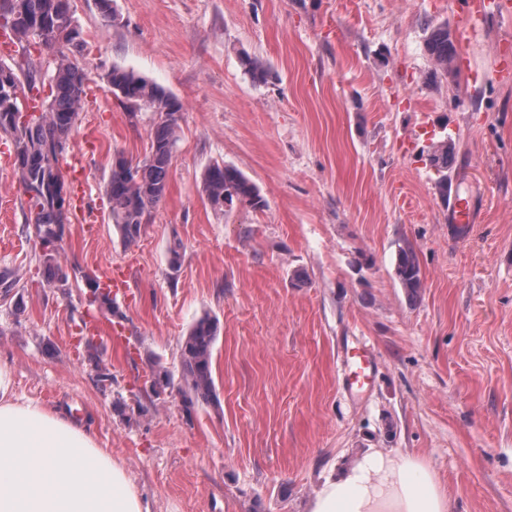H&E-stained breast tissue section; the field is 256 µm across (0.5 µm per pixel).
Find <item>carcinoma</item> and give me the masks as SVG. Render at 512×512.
Wrapping results in <instances>:
<instances>
[{"label": "carcinoma", "instance_id": "cac0c4a2", "mask_svg": "<svg viewBox=\"0 0 512 512\" xmlns=\"http://www.w3.org/2000/svg\"><path fill=\"white\" fill-rule=\"evenodd\" d=\"M0 21L12 26V42L38 44L55 51L53 69L48 72L50 86L38 100L27 93L40 69L31 56L10 67L0 63V133L7 134L16 150L15 166L23 189L39 183L43 190L35 200L26 199L28 210L38 231L55 241V250L42 255L50 271L59 269L63 252L65 225L70 222V208L63 205L61 191L65 180L61 162L69 146L88 88V73L79 65L76 54L84 47V39L69 10L68 0H19V8H7L0 0ZM452 40L448 25L433 27L427 49L436 62L448 69ZM109 82L117 89L115 96L123 108L136 105L141 112L152 113L149 157L124 172L126 158L112 167L107 187L111 203L112 223L123 241L134 243L140 237L145 218L165 196L169 169L176 146L182 103L163 87L145 77L114 67ZM29 107L39 115L26 125L19 123L17 113ZM451 147L443 143L430 154V165L439 174L438 185L448 195V166ZM202 193L217 212L238 202L261 209L265 201L256 185L233 166L214 164L202 176ZM396 276L408 295H418L422 285L418 257L412 247L399 249ZM217 336V322L208 315L199 318L181 343L180 384L186 408L210 403L215 399L212 360Z\"/></svg>", "mask_w": 512, "mask_h": 512}]
</instances>
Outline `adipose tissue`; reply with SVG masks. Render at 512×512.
I'll list each match as a JSON object with an SVG mask.
<instances>
[{
  "instance_id": "obj_1",
  "label": "adipose tissue",
  "mask_w": 512,
  "mask_h": 512,
  "mask_svg": "<svg viewBox=\"0 0 512 512\" xmlns=\"http://www.w3.org/2000/svg\"><path fill=\"white\" fill-rule=\"evenodd\" d=\"M0 512H150L124 468L59 411L14 394L0 364ZM308 512H453L419 458L365 449L324 477Z\"/></svg>"
}]
</instances>
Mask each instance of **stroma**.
<instances>
[{
    "label": "stroma",
    "mask_w": 512,
    "mask_h": 512,
    "mask_svg": "<svg viewBox=\"0 0 512 512\" xmlns=\"http://www.w3.org/2000/svg\"><path fill=\"white\" fill-rule=\"evenodd\" d=\"M463 0H69L91 81L62 173L76 197L55 286L8 138L0 134V364L14 393L85 426L152 512H306L323 477L366 448L423 457L456 512H512V10L467 37ZM447 24L453 60L426 40ZM263 62L257 79L246 58ZM119 66L183 104L166 195L135 244L112 222L115 155L150 153L151 115H130ZM448 141L453 224L428 155ZM215 163L263 209L214 211ZM181 242L179 259L168 248ZM411 246L423 285L395 265ZM123 270L119 316L86 279ZM218 321L216 402L148 396L153 363ZM366 344L376 372L351 388ZM396 276L402 287L412 297H416L422 285L418 257L412 247L399 249L396 262Z\"/></svg>",
    "instance_id": "obj_1"
}]
</instances>
